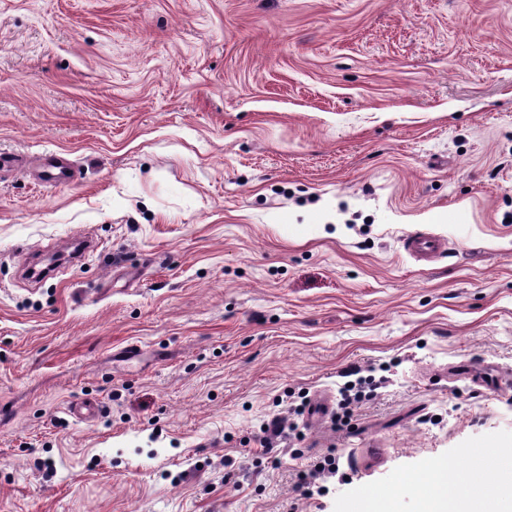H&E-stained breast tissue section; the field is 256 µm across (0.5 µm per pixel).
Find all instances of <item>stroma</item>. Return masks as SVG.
<instances>
[{
	"label": "stroma",
	"instance_id": "35a3bbf8",
	"mask_svg": "<svg viewBox=\"0 0 512 512\" xmlns=\"http://www.w3.org/2000/svg\"><path fill=\"white\" fill-rule=\"evenodd\" d=\"M0 153V512H425L476 448L504 481L512 0H0ZM405 250L415 258L427 259L444 248V242L430 234H420L408 237L404 241Z\"/></svg>",
	"mask_w": 512,
	"mask_h": 512
}]
</instances>
